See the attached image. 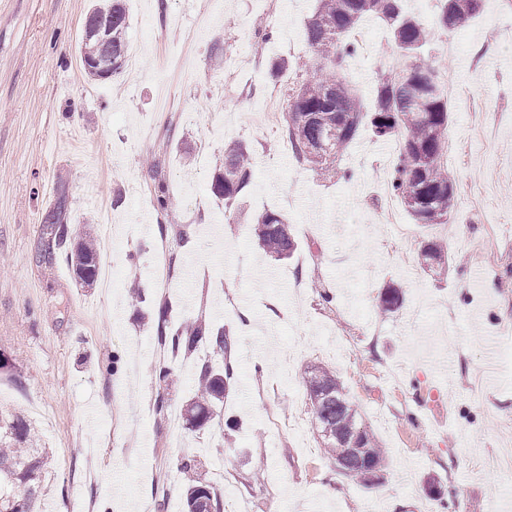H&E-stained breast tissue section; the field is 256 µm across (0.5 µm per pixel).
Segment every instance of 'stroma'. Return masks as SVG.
<instances>
[{"label":"stroma","instance_id":"stroma-1","mask_svg":"<svg viewBox=\"0 0 512 512\" xmlns=\"http://www.w3.org/2000/svg\"><path fill=\"white\" fill-rule=\"evenodd\" d=\"M317 0H126L134 70L86 76L79 53L90 0H0V413L27 421L52 451L39 512H181L180 464L193 458L213 483L227 468L225 504L249 512H420L427 482L436 512H468L512 498L482 466L512 453V346L496 339L512 316V254L482 235L512 228V27L506 0L454 30L456 49L427 54L457 89L449 99L448 166L457 206L448 225L382 224L398 140L362 131L319 177L281 136L283 113L260 117L285 95L274 59L311 60L305 24ZM274 38L254 53L258 31ZM345 75L373 101L377 66L394 45L384 24ZM251 152L243 214L229 223L209 191L225 143ZM158 157V173L145 161ZM166 184L171 205L155 207ZM94 240L111 234L112 292L81 286L63 259L48 262L44 219L58 199ZM283 214L298 244L292 259L265 254L252 234L264 211ZM448 246L441 270L421 268L422 239ZM166 284L155 285L158 259ZM315 286L293 287L296 270ZM496 287L481 288L480 278ZM146 286L133 304L127 283ZM402 285L398 312L378 295ZM331 301H323L321 291ZM205 320L232 343L235 380L221 426L173 432L171 413L194 395L209 346L178 352L160 383L158 326ZM336 372L349 401L385 450L376 484L340 474L319 446L305 385L308 365ZM164 396L167 409L157 412ZM336 481L339 496L327 492ZM389 487L379 498L374 485Z\"/></svg>","mask_w":512,"mask_h":512}]
</instances>
